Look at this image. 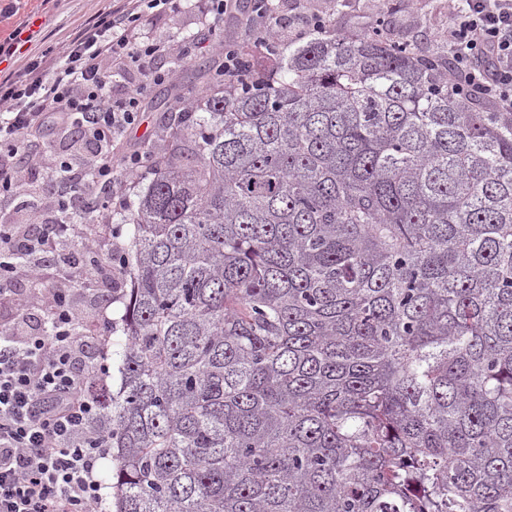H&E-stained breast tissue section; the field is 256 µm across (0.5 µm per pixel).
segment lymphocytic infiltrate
Returning <instances> with one entry per match:
<instances>
[{
	"label": "lymphocytic infiltrate",
	"instance_id": "lymphocytic-infiltrate-1",
	"mask_svg": "<svg viewBox=\"0 0 512 512\" xmlns=\"http://www.w3.org/2000/svg\"><path fill=\"white\" fill-rule=\"evenodd\" d=\"M139 0L105 9L70 34L57 56H43L23 71L0 76V194L12 192L17 177L33 162L32 139L47 122L77 126L97 144L93 159L98 184L121 193L142 160L128 144L112 146L139 121L140 90L123 101L105 91L102 62L113 69L141 70L145 81H159L146 70L155 56L172 45L136 39L132 24ZM202 21L208 46H219L221 23L235 0H209ZM223 46V45H220ZM444 46L456 67L449 79L457 90L487 98L496 111L512 112V0H461L453 9ZM224 48V78L238 76L245 45ZM110 222L108 203L81 224H33L26 232L0 225V284H10L19 260L37 266L58 244L71 237L91 240L97 227ZM49 330L17 336L0 330V512H104L99 465L111 434L98 424L94 386L105 372L87 360V334L69 290L47 291Z\"/></svg>",
	"mask_w": 512,
	"mask_h": 512
}]
</instances>
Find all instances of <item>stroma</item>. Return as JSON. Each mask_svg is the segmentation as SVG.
<instances>
[{
	"label": "stroma",
	"mask_w": 512,
	"mask_h": 512,
	"mask_svg": "<svg viewBox=\"0 0 512 512\" xmlns=\"http://www.w3.org/2000/svg\"><path fill=\"white\" fill-rule=\"evenodd\" d=\"M312 6L317 7L324 18L330 19L336 30L344 34L356 32L376 19H384L392 38L411 41L422 53L438 51L437 32L450 24V16L443 9L442 0H278L276 15L281 21L280 37L291 36L292 23L300 21L302 13ZM102 8L101 0H0V41L8 37L15 27L31 24L38 33L37 41L31 50L23 53L22 59L33 61L46 49H59L68 32ZM206 9L207 0H194L192 7L187 9L170 2L156 6L151 0H142L136 22L139 33L171 37L177 44L172 55L159 56L148 63L150 70L170 73L173 85L191 83L198 88L203 85L195 68L207 55L206 50L200 47L203 34L201 20ZM39 151L41 163L26 174L22 190L0 199V224L22 227L41 222L46 217L56 218L52 203L57 190L48 186L47 180L57 154L64 153L79 160L80 165L75 168L73 178L84 184L90 182L91 177L82 161L95 153L96 146L82 139L75 127H52L49 140L40 145ZM69 281L70 276L61 265L51 258H44L37 278L22 274L12 285L14 293L29 300L26 317L17 318L10 299L0 296V326L18 336L40 331L46 316L43 303L45 288ZM78 304L84 309L100 307L108 319L107 324L98 326L95 331V346L107 366L102 385L109 391L118 390L119 359L115 351L124 344L125 338L114 323L121 316L122 303L113 298L104 277L100 276L79 288Z\"/></svg>",
	"instance_id": "obj_1"
}]
</instances>
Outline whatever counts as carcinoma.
Returning <instances> with one entry per match:
<instances>
[{
	"mask_svg": "<svg viewBox=\"0 0 512 512\" xmlns=\"http://www.w3.org/2000/svg\"><path fill=\"white\" fill-rule=\"evenodd\" d=\"M331 28L198 64L128 241L115 512H512V112ZM245 44H251L250 38L239 45L224 43V82L234 81L239 77V62L246 51Z\"/></svg>",
	"mask_w": 512,
	"mask_h": 512,
	"instance_id": "cac0c4a2",
	"label": "carcinoma"
}]
</instances>
